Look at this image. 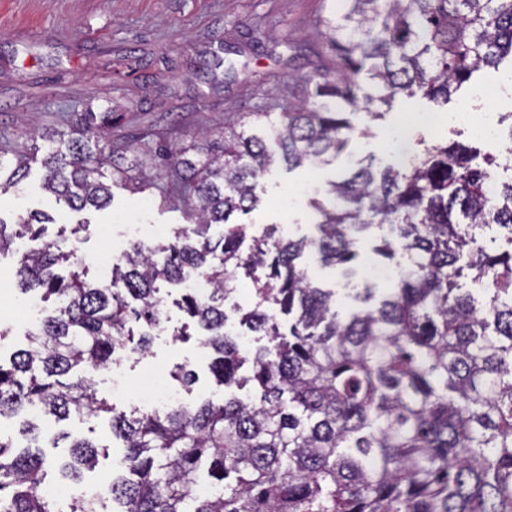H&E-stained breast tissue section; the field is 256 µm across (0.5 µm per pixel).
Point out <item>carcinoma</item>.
Listing matches in <instances>:
<instances>
[{"label":"carcinoma","mask_w":512,"mask_h":512,"mask_svg":"<svg viewBox=\"0 0 512 512\" xmlns=\"http://www.w3.org/2000/svg\"><path fill=\"white\" fill-rule=\"evenodd\" d=\"M314 33L327 64L294 82L278 118L253 112L218 140L135 156L136 166L178 173L194 201L191 229L150 250L130 245L109 285L77 262L59 274L72 254L57 240L20 257L18 290L54 304L0 361V420L16 428L0 431V512H56L43 492L48 468L80 484L101 454L75 439L68 458L50 461L31 406L57 421L105 417L122 441L110 486L73 499L69 512H512V177L488 191L496 159L479 164L464 146L421 141L408 163L361 161L329 182L325 200L312 201L321 217L312 237L275 225L251 237L231 221L257 207L275 161L293 169L336 159L358 108L379 120L370 106L399 91L446 104L474 73L512 56V0H340ZM103 138L91 107L68 133L40 134L41 189L76 212L108 207L104 168L124 179L131 167ZM28 171L25 154L0 158V191ZM51 222L31 212L10 228L0 217V255L29 231L41 239L33 226ZM386 224L396 236L375 253L402 252L409 266L342 317L336 291L309 278L301 259L350 271L361 240ZM240 269L256 303L231 310L268 341L253 350L225 331ZM466 270L480 301L460 284ZM190 274L211 284L181 307L212 353L224 402L117 410L83 368L108 370L127 346L147 352L162 310L157 282ZM271 309L288 317V332ZM248 383L260 402L234 393Z\"/></svg>","instance_id":"1"}]
</instances>
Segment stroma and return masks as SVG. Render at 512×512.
<instances>
[{
    "mask_svg": "<svg viewBox=\"0 0 512 512\" xmlns=\"http://www.w3.org/2000/svg\"><path fill=\"white\" fill-rule=\"evenodd\" d=\"M334 0H0V156L10 159L30 145L33 129L69 131L82 121L85 104L111 108L107 136L115 156L132 157L162 142L185 144L191 132L219 136L225 123L256 111L264 103L283 104L288 86L308 74L325 57V45L313 36L317 17ZM221 52L234 64L232 72L212 78L207 62ZM512 62L478 73L475 87L453 94L443 109L439 132L422 124L436 104L416 96L397 97L384 119L358 114L347 149L323 168L287 170L277 164L261 178L262 201L236 222L260 234L269 224L287 228L292 238L310 235L316 222L312 199L323 198L329 180L348 174L358 162L392 163L393 134L407 146L418 140L471 143V127L458 119L470 111L474 120L494 127L499 140L480 142L482 152L505 156L512 148V85L505 78ZM44 169L30 163L22 190L0 193V217L15 222L30 211L48 213L46 239H66L67 247L97 280V259L129 246L127 227L147 224L171 234L190 226L188 206L175 173L151 165L135 172V181L112 187L113 200L103 210L75 212L40 184ZM383 230H373L360 246L357 274L323 269L312 257L302 260L310 275L336 289L341 309L356 303L365 290L389 288L395 264L380 260L372 248ZM167 317L165 332L155 334L148 353L122 351L119 369L127 390L116 394L110 374L87 370L99 396L117 409L138 407L137 386L146 376L170 384L169 373L180 364L196 372L182 402L194 405L209 397L220 401L209 372L210 351L198 340L182 341L188 317L178 307L180 292L160 283Z\"/></svg>",
    "mask_w": 512,
    "mask_h": 512,
    "instance_id": "obj_1",
    "label": "stroma"
}]
</instances>
